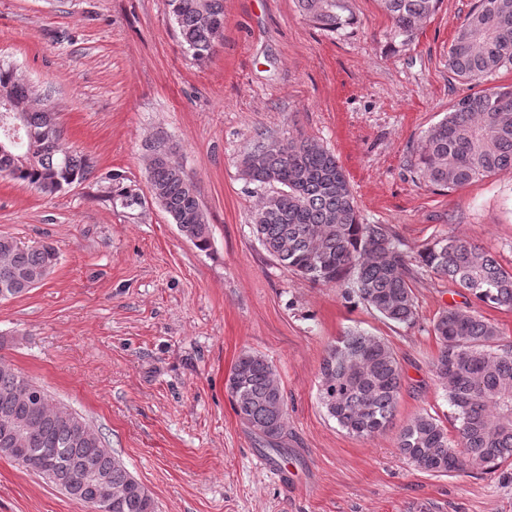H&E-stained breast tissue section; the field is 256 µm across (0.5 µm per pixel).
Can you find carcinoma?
Returning a JSON list of instances; mask_svg holds the SVG:
<instances>
[{
	"label": "carcinoma",
	"mask_w": 512,
	"mask_h": 512,
	"mask_svg": "<svg viewBox=\"0 0 512 512\" xmlns=\"http://www.w3.org/2000/svg\"><path fill=\"white\" fill-rule=\"evenodd\" d=\"M315 26L334 32L352 23L349 0H296ZM439 0H380L391 21L392 40L413 42ZM183 45L202 60L222 38L205 17L224 18V0H171ZM512 67V0H476L457 27L448 49V72L455 81L478 85ZM29 106L19 142L3 136L0 177L27 184L46 196L89 178L92 167L81 154L62 147L63 126L54 107L15 70L0 68V96ZM148 145L152 195L181 234L197 248L210 242V224L195 182L173 158ZM257 166L243 174L270 193L253 214V231L263 249L292 273L315 284L341 288L385 319L412 326L417 321L413 284L418 271L446 277L467 290L475 305L450 307L433 321L440 348L432 372L457 422L456 437L424 411L400 431L397 448L417 470L433 473L478 466L496 472L512 459V343L477 307L512 309V270L488 251L451 235L426 244L411 259L395 232L384 224H364L346 173L336 156L309 138L281 144L265 140ZM411 167L427 184L456 189L512 169V84L493 86L459 99L431 126L414 152ZM0 300L43 284L59 260L50 243L24 245L0 236ZM27 378L0 362V418L14 427L34 423L39 431L28 452L45 457L56 471L52 483L70 498L90 499L97 487L81 471L85 458L110 478L120 499L112 512H156L153 496L81 415L72 417L44 389L40 401L23 403L15 391ZM403 370L387 343L353 331L330 345L320 366L319 401L339 427L372 438L392 423L402 390ZM234 411L268 453L282 456L287 436L286 402L270 361L246 351L227 380Z\"/></svg>",
	"instance_id": "cac0c4a2"
}]
</instances>
